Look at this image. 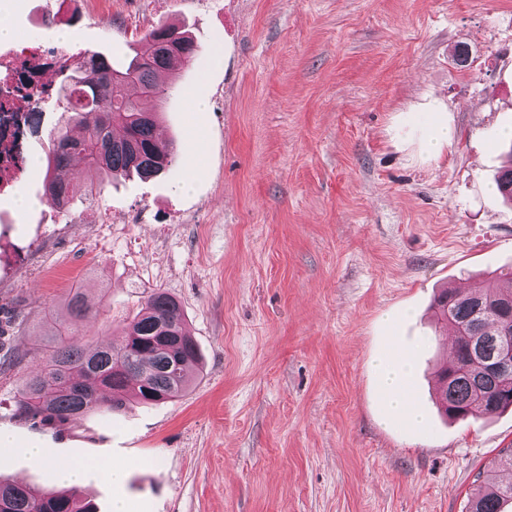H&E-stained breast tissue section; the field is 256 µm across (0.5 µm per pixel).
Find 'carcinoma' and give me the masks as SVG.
Instances as JSON below:
<instances>
[{
	"mask_svg": "<svg viewBox=\"0 0 512 512\" xmlns=\"http://www.w3.org/2000/svg\"><path fill=\"white\" fill-rule=\"evenodd\" d=\"M151 50L118 65L112 54L84 52L90 66L64 65L65 85L55 101L68 118L48 135L46 202L59 196L71 203L88 194L71 172V160L81 158L89 168L134 172L143 179L157 176L175 163L172 143L155 136L158 112L143 109L145 98L166 99L174 90L170 77L192 60L194 40L175 26L147 35ZM82 133L73 135V126ZM499 193L512 203V166L500 171ZM70 324L87 320L91 306L80 293L66 304ZM432 309L437 322L455 330V359L437 372L438 409L453 421L477 412L512 408V378L475 364L473 354H498L500 337L512 335V267L485 284L438 294ZM197 345L185 329L180 304L164 291L153 293L117 344L90 348L61 338L41 368L14 395L18 416L41 425H65L88 412L121 410L134 394L145 403L178 397L191 382L198 362ZM480 484L469 500L468 512H507L512 506V481L495 471L478 476ZM0 512H96L67 492L47 493L26 485L0 481Z\"/></svg>",
	"mask_w": 512,
	"mask_h": 512,
	"instance_id": "carcinoma-1",
	"label": "carcinoma"
}]
</instances>
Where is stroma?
<instances>
[{
	"label": "stroma",
	"instance_id": "1",
	"mask_svg": "<svg viewBox=\"0 0 512 512\" xmlns=\"http://www.w3.org/2000/svg\"><path fill=\"white\" fill-rule=\"evenodd\" d=\"M57 8L76 17L66 43L44 21ZM6 19L5 55L128 60L171 24L198 50L161 106L169 169L75 162L95 188L77 224L54 225L45 167L27 170L28 209L0 197V478L57 491L51 462L86 464L74 495L98 512H467L512 410L441 416L450 346L430 305L512 266L494 181L512 160V0H16ZM442 122L451 141L427 148ZM158 290L198 346L185 393L64 426L15 414L73 293L97 309L82 342L103 346ZM381 358L412 362L421 426L389 414Z\"/></svg>",
	"mask_w": 512,
	"mask_h": 512
}]
</instances>
